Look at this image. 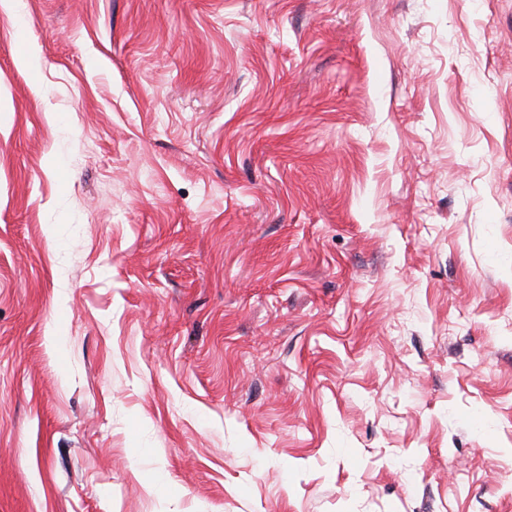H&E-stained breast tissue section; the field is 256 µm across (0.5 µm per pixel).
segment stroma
I'll return each instance as SVG.
<instances>
[{"mask_svg":"<svg viewBox=\"0 0 512 512\" xmlns=\"http://www.w3.org/2000/svg\"><path fill=\"white\" fill-rule=\"evenodd\" d=\"M0 512H512V0L0 10Z\"/></svg>","mask_w":512,"mask_h":512,"instance_id":"1","label":"stroma"}]
</instances>
